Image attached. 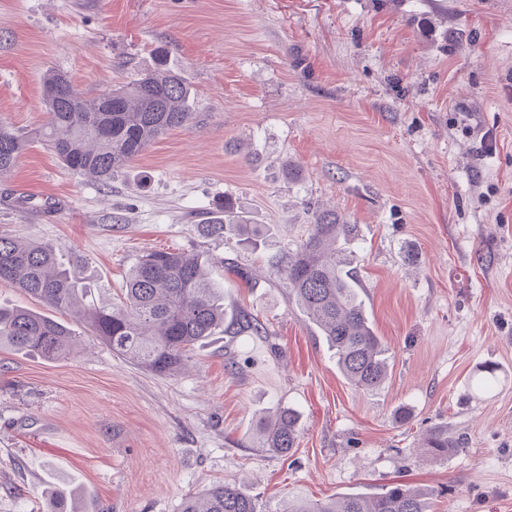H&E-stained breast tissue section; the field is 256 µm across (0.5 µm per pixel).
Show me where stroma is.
I'll return each instance as SVG.
<instances>
[{"label": "stroma", "instance_id": "stroma-1", "mask_svg": "<svg viewBox=\"0 0 512 512\" xmlns=\"http://www.w3.org/2000/svg\"><path fill=\"white\" fill-rule=\"evenodd\" d=\"M157 67L192 116L111 182L34 141L47 71L92 95ZM0 124L31 140L0 177V233L76 258L81 305L112 302L144 251L204 252L226 311L266 325L216 331L171 376L67 312L70 357L0 348V512H48L55 486L85 512H180L216 481L286 512L394 480L434 512H512V0H0ZM227 198L264 249L200 236ZM316 208L358 230L349 270L391 370L372 391L270 268ZM282 405L285 456L256 440ZM440 426L461 446L436 460L420 437Z\"/></svg>", "mask_w": 512, "mask_h": 512}]
</instances>
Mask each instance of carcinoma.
Returning <instances> with one entry per match:
<instances>
[{"instance_id":"carcinoma-1","label":"carcinoma","mask_w":512,"mask_h":512,"mask_svg":"<svg viewBox=\"0 0 512 512\" xmlns=\"http://www.w3.org/2000/svg\"><path fill=\"white\" fill-rule=\"evenodd\" d=\"M116 91L109 109L103 90L85 96L57 71L43 78L48 121L39 138L67 170L105 184L114 172L191 116V89L178 73L148 71ZM27 146L28 139L0 125V174L14 167ZM199 231L222 239L254 235L252 225L229 199L200 224ZM354 231L355 225L336 212L316 210L306 238L276 258L274 265L285 273L288 296L334 351L342 376L355 388L371 391L388 379L390 363L345 270V245ZM61 251L52 243L24 242L0 234V281L12 283L50 310H69L84 288ZM210 264L202 253L146 251L130 268L119 302L86 310L79 321L113 353L164 376L179 371L194 346L219 327L229 337L265 333V325L248 312L227 315L224 290L212 278ZM74 343L72 330L49 315L0 307L1 347L56 360L70 355ZM298 432V413L279 407L260 427L259 447L286 455L295 448ZM424 442L436 457H446L458 447L457 441L448 439L446 426L429 431ZM181 512L261 510L254 496L219 481L201 498L187 496ZM287 512H430V502L427 489L392 482L373 495L345 494L330 503L290 504Z\"/></svg>"}]
</instances>
